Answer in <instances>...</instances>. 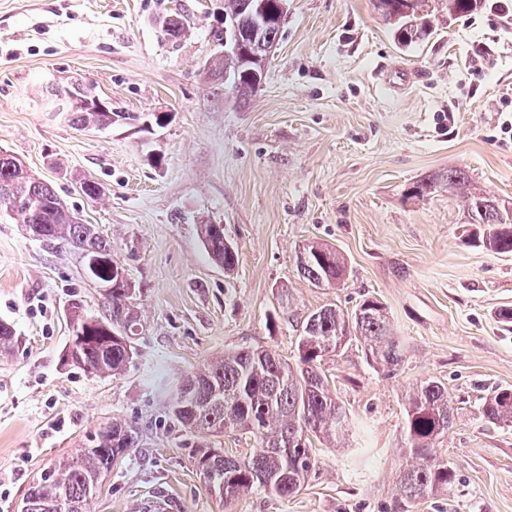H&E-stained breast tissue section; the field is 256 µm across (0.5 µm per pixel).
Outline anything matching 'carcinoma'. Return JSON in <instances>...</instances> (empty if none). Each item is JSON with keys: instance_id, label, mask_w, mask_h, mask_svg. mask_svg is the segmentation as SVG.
Here are the masks:
<instances>
[{"instance_id": "carcinoma-1", "label": "carcinoma", "mask_w": 512, "mask_h": 512, "mask_svg": "<svg viewBox=\"0 0 512 512\" xmlns=\"http://www.w3.org/2000/svg\"><path fill=\"white\" fill-rule=\"evenodd\" d=\"M286 0H224V18L236 25L253 60L246 64L235 56H218L209 72L239 98L258 89L256 75L276 45L285 21ZM484 0H379L378 13L397 36L410 46L432 34L431 17L441 10L448 18L470 15ZM180 15L164 21L163 34L180 37ZM78 128L106 130L125 120L136 121L130 112L91 111L77 104L69 112ZM78 190L96 200L98 183L73 176ZM440 187L462 199L468 223L479 228L471 243L497 256H512V201L492 197L475 187L468 173L456 167L423 177L407 191L421 199ZM0 212L21 218L28 236L41 242L63 243L85 259L112 255V244L92 224L70 218L71 211L54 187L29 173L16 156L0 150ZM207 256L229 273L237 255L224 238L221 224L200 225ZM299 274L311 285L333 288L347 272L343 255L334 247L309 242L299 247ZM73 326L89 328L85 341L67 351L65 364L95 375H119L132 360V343L139 331V316L128 278L112 275V290L98 316L87 315L73 304ZM298 359L289 364L268 350L241 348L218 358L184 379L169 405L171 416L184 427L201 433L240 429L254 436L257 448L249 457L200 453L198 468L207 474V487L220 498H232L255 487L278 498L297 493L316 465L311 438L329 443L345 434L348 416L338 402L317 362L342 347L352 337L377 363L397 366L404 349L392 328L384 306L366 299L349 316L334 305L308 313L296 323ZM15 346L13 326L0 321V355ZM486 421L512 425V388L497 389L485 398ZM455 409L448 388L428 379L409 395L405 420V447L413 463L400 477L402 501L414 503L434 493L452 489L457 473L453 465L434 454L437 439L453 425ZM134 429L115 420L95 431L82 444L77 457L58 462L41 476L26 497V512H88L98 493L102 476L127 449L134 447Z\"/></svg>"}]
</instances>
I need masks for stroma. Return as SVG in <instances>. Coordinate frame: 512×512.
<instances>
[{"label": "stroma", "mask_w": 512, "mask_h": 512, "mask_svg": "<svg viewBox=\"0 0 512 512\" xmlns=\"http://www.w3.org/2000/svg\"><path fill=\"white\" fill-rule=\"evenodd\" d=\"M222 0H0V148L51 183L82 222L112 243L137 292L141 326L128 370L95 376L63 363L79 300L104 296L76 253L31 240L0 218V319L17 344L0 359V512H18L57 460L112 420L134 448L113 465L89 512H512V426L486 422V396L512 387V257L467 244L460 200L414 181L449 167L483 192L512 198V14L483 9L436 19L425 43L403 47L374 0H288L258 91L235 98L207 74L224 49ZM181 14L168 40L162 16ZM95 84L116 112L164 113L149 131L79 129L50 110L45 87ZM97 182L90 200L71 174ZM220 224L232 273L206 255L200 227ZM336 247L348 272L316 288L296 269L299 245ZM373 298L402 340L391 368L347 342L322 370L349 417L341 442L319 443L295 496L254 489L220 500L197 456L253 452V436H212L174 421L181 381L237 348L295 362L292 323L327 304L353 313ZM440 380L456 419L436 445L455 465L448 493L399 497L407 465L404 403Z\"/></svg>", "instance_id": "1"}]
</instances>
